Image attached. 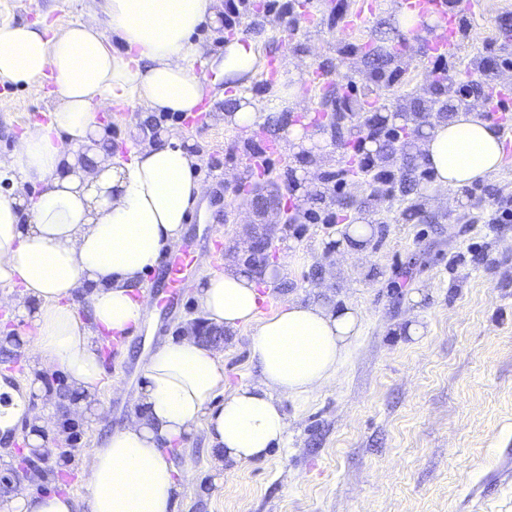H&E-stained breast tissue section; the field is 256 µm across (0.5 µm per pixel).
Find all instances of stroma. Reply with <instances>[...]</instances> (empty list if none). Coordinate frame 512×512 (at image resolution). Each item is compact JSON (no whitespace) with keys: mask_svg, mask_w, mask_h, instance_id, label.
Listing matches in <instances>:
<instances>
[{"mask_svg":"<svg viewBox=\"0 0 512 512\" xmlns=\"http://www.w3.org/2000/svg\"><path fill=\"white\" fill-rule=\"evenodd\" d=\"M311 2L319 18L315 24L294 11L267 14L262 0H242L235 27L207 24L198 33L210 59L226 39L243 34L256 42L263 63L293 58L302 65L301 98L287 106L279 102L280 79L254 75L251 93L272 107L257 127L225 121L227 99L215 102L206 123L158 115L150 130L138 132L126 117L100 113L113 148L123 155L163 130L193 140L209 207L190 212L182 238L172 246L194 256L176 314L168 313L162 294L154 291L153 274H145L146 325L104 347L103 383L92 395L96 420L73 416L63 404L72 390L60 370L44 372L42 391L30 392L32 408L55 407L57 429L45 444L54 452L49 473L59 480L58 493L78 499L86 494L79 460L138 412L135 394L149 352L209 329L196 293L208 273L246 259L252 227L241 206L242 189L258 181L247 160L265 151L280 207L300 214L301 221L272 230L274 259L287 272L265 280L263 313L288 299L349 305L362 315V333L328 386L302 401L282 399L286 441L267 458L227 472L204 431L188 437L178 512H512V223L488 221L489 200L512 197V127L503 166L480 180L472 197L444 201L422 184L415 194L387 197L372 207V188L363 183L312 199L354 142L337 141L329 130L299 148L278 138L301 114L321 113L311 70L352 82L355 98L376 86L366 60L345 53L339 42L354 0ZM502 2L497 27L472 17L463 50L449 58L450 66L472 65L490 44L512 51V38L503 30L512 23V0ZM100 5L101 0H0V22L45 23L62 31ZM52 89L47 82H0V95L12 101L9 111L0 112V157L21 133L47 122ZM349 196L350 207L342 203ZM326 208L337 211L336 223L304 221L306 210ZM361 220L373 225L374 234L365 254L354 255L341 227ZM413 321L423 327L416 338L406 333ZM252 334V328L237 329L217 348L227 387L258 375L248 356Z\"/></svg>","mask_w":512,"mask_h":512,"instance_id":"35a3bbf8","label":"stroma"}]
</instances>
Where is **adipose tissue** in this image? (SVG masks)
Masks as SVG:
<instances>
[{
	"label": "adipose tissue",
	"instance_id": "ef3b65f1",
	"mask_svg": "<svg viewBox=\"0 0 512 512\" xmlns=\"http://www.w3.org/2000/svg\"><path fill=\"white\" fill-rule=\"evenodd\" d=\"M219 19L217 0H103L100 12L81 14L55 35L0 23V81L54 86L49 122L22 134L0 162V180L42 188L34 197L0 194V305L35 327L15 347L31 359L32 390L50 367L73 389L96 390L103 339L118 342L141 328L149 308L141 278L180 239L206 192L190 142L167 132L116 160L98 112L126 106L130 124L146 127L161 113L192 115L221 82L235 91L229 122L263 123L265 110L249 92L260 65L255 42L237 36L225 41L220 62L202 58L197 33ZM421 149L444 197L500 170L503 134L461 110L433 123ZM261 283L235 264L211 272L196 294L211 324L228 332L253 327L257 381L226 389L214 348L192 336L164 344L143 367L140 413L81 460L84 499L23 484L0 495V512H177L184 468L174 446L197 429L233 465L283 446L281 398L323 389L360 335L361 318L348 305L297 301L262 315Z\"/></svg>",
	"mask_w": 512,
	"mask_h": 512
}]
</instances>
